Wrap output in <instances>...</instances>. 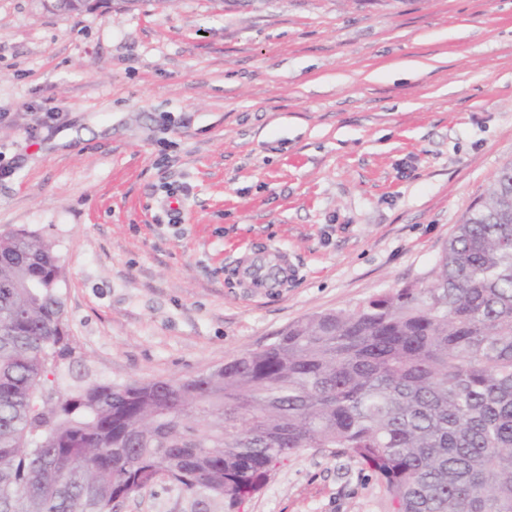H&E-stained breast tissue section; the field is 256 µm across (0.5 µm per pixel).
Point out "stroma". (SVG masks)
<instances>
[{"instance_id":"1","label":"stroma","mask_w":512,"mask_h":512,"mask_svg":"<svg viewBox=\"0 0 512 512\" xmlns=\"http://www.w3.org/2000/svg\"><path fill=\"white\" fill-rule=\"evenodd\" d=\"M0 154V226L64 273L58 389L206 372L430 279L512 164V0H0ZM258 243L295 275L254 298L234 264ZM112 512L226 510L160 479ZM239 512L393 507L349 452L304 448Z\"/></svg>"}]
</instances>
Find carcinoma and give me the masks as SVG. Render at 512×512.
<instances>
[{"label": "carcinoma", "mask_w": 512, "mask_h": 512, "mask_svg": "<svg viewBox=\"0 0 512 512\" xmlns=\"http://www.w3.org/2000/svg\"><path fill=\"white\" fill-rule=\"evenodd\" d=\"M62 269L0 227V512H112L165 479L233 510L302 448H343L394 512H512V165L432 279L178 379L48 387Z\"/></svg>", "instance_id": "carcinoma-1"}]
</instances>
